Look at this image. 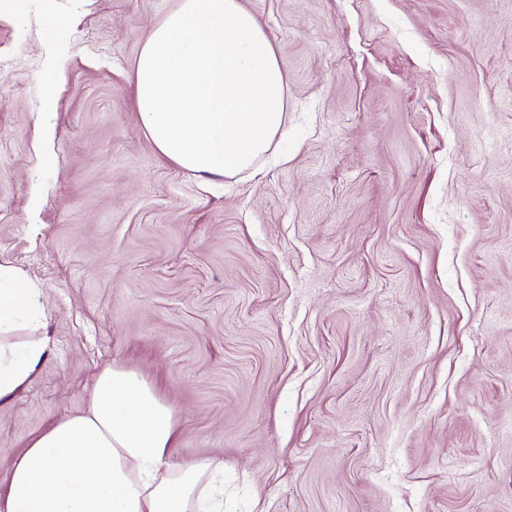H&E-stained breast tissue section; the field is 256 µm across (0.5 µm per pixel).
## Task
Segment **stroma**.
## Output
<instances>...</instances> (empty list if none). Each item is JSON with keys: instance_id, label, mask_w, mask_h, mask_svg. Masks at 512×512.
<instances>
[{"instance_id": "stroma-1", "label": "stroma", "mask_w": 512, "mask_h": 512, "mask_svg": "<svg viewBox=\"0 0 512 512\" xmlns=\"http://www.w3.org/2000/svg\"><path fill=\"white\" fill-rule=\"evenodd\" d=\"M241 2L288 134L206 182L137 114L179 0H0V258L50 338L0 491L113 363L173 407L174 466L223 463L224 512H512V0Z\"/></svg>"}]
</instances>
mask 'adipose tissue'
Returning <instances> with one entry per match:
<instances>
[{"mask_svg": "<svg viewBox=\"0 0 512 512\" xmlns=\"http://www.w3.org/2000/svg\"><path fill=\"white\" fill-rule=\"evenodd\" d=\"M138 116L156 149L203 180L250 170L284 130L287 78L240 0H180L143 44ZM42 292L0 260V400L49 350ZM31 335H21V328ZM175 412L135 370L104 368L89 406L31 440L10 465L0 512H224L210 462L172 466Z\"/></svg>", "mask_w": 512, "mask_h": 512, "instance_id": "adipose-tissue-1", "label": "adipose tissue"}]
</instances>
